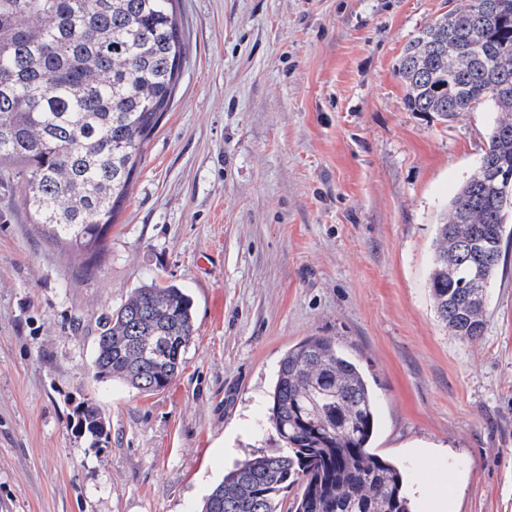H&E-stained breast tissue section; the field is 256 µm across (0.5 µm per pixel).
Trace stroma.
I'll return each mask as SVG.
<instances>
[{
    "label": "stroma",
    "instance_id": "35a3bbf8",
    "mask_svg": "<svg viewBox=\"0 0 512 512\" xmlns=\"http://www.w3.org/2000/svg\"><path fill=\"white\" fill-rule=\"evenodd\" d=\"M448 0H179L189 43L97 267L32 223L0 169V512H198L271 449L289 348L331 339L376 401L377 454L415 512H512V253L478 341L428 288L436 226L496 112L407 111L395 67ZM184 288L194 336L145 395L90 372L99 323L150 280ZM92 399L109 441L73 429Z\"/></svg>",
    "mask_w": 512,
    "mask_h": 512
}]
</instances>
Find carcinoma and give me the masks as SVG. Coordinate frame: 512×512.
Here are the masks:
<instances>
[{
    "instance_id": "carcinoma-1",
    "label": "carcinoma",
    "mask_w": 512,
    "mask_h": 512,
    "mask_svg": "<svg viewBox=\"0 0 512 512\" xmlns=\"http://www.w3.org/2000/svg\"><path fill=\"white\" fill-rule=\"evenodd\" d=\"M176 2L0 0V164L19 165L31 218L89 267L175 99L189 51ZM397 76L410 112L445 123L482 103L498 112L484 167L437 225L429 278L438 317L476 341L512 210V0H464L442 14L405 45ZM192 336L185 290L144 283L102 319L93 377L161 391ZM73 417L78 435L108 442L98 406L81 400ZM268 422L279 446L237 464L199 512H412L400 469L372 452L368 388L332 340L309 338L280 360Z\"/></svg>"
}]
</instances>
